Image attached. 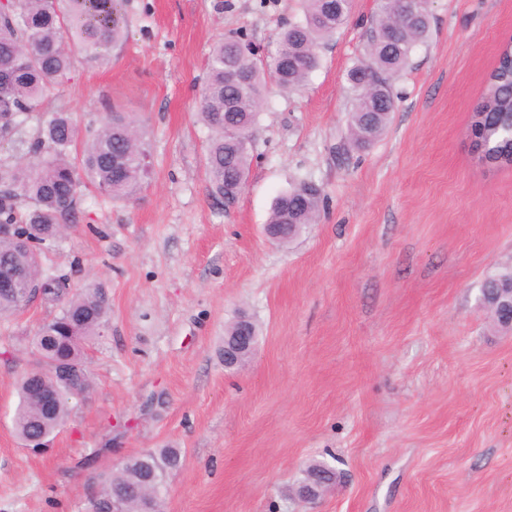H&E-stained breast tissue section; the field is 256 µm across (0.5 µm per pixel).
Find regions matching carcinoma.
Listing matches in <instances>:
<instances>
[{
    "label": "carcinoma",
    "instance_id": "obj_1",
    "mask_svg": "<svg viewBox=\"0 0 512 512\" xmlns=\"http://www.w3.org/2000/svg\"><path fill=\"white\" fill-rule=\"evenodd\" d=\"M304 19L285 29L274 53L257 61L252 45L230 36L212 48L198 116L210 132L206 168L217 195L240 173L248 172L250 146L240 136L253 135L267 82L284 90L301 88L318 66L317 49L347 20L348 7L334 16L324 0H303ZM429 28L426 3L416 13L403 0H379L378 23L371 31L366 59L349 71L352 108L349 144L364 148L381 136L390 120L393 81ZM120 0H22L17 11L0 13V142L18 150L0 158V224H12L9 239L0 241V275L18 277L10 292H0V316L26 306V288L44 285L43 300L59 307L31 342L37 364L63 358L81 366V393L70 391L55 375L48 387L59 393L51 415L30 393L25 379L17 384L13 429L23 442L53 436L74 409V401L91 388L85 347L108 322L103 287L91 283L72 290L64 273L42 266V254L56 245L61 224L74 222L85 190L93 188L114 201L131 199L148 176V152L138 123L114 110L97 127L82 131L71 112H43L36 135H22L25 119L37 111L50 88L70 72L74 53L100 62L125 38ZM470 130L485 158L512 152V54L503 51L488 77L484 100L476 108ZM319 190L303 182L278 197L271 224H311L320 205ZM512 281V268L485 280L483 295L492 301L496 289ZM182 463L179 448L144 451L103 480L110 493L124 497L126 512H140V486L150 485L154 512H163L167 477Z\"/></svg>",
    "mask_w": 512,
    "mask_h": 512
}]
</instances>
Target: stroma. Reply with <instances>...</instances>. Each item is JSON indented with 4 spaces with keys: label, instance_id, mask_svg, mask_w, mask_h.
Here are the masks:
<instances>
[{
    "label": "stroma",
    "instance_id": "35a3bbf8",
    "mask_svg": "<svg viewBox=\"0 0 512 512\" xmlns=\"http://www.w3.org/2000/svg\"><path fill=\"white\" fill-rule=\"evenodd\" d=\"M428 9L386 130L357 149L346 73L377 0H353L305 85L269 87L229 207L198 119L209 52L235 33L273 50L302 0H123V46L104 64L74 56L43 110L84 128L132 113L150 174L127 202L85 192L46 255L72 289L102 284L110 312L86 350L93 388L40 455L12 418L56 309L0 317V512H86L102 473L154 448L184 452L164 512H512V331L481 302L512 264V168L482 165L467 137L512 0ZM304 181L321 190L316 223L270 242L274 201ZM241 315L260 342L228 370ZM317 462L342 478L310 507L298 488Z\"/></svg>",
    "mask_w": 512,
    "mask_h": 512
}]
</instances>
